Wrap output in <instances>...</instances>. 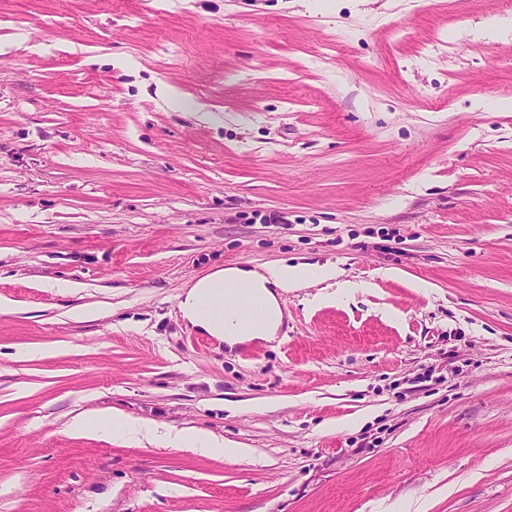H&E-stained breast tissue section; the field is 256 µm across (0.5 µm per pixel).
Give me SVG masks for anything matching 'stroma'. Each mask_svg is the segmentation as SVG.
I'll use <instances>...</instances> for the list:
<instances>
[{"mask_svg":"<svg viewBox=\"0 0 512 512\" xmlns=\"http://www.w3.org/2000/svg\"><path fill=\"white\" fill-rule=\"evenodd\" d=\"M501 3L0 0V512H512ZM327 262L250 356L179 315ZM341 274L331 263L276 265L261 271L234 266L219 267L185 285L179 298V308L182 318L189 325L231 346L244 340L270 341L282 321L283 312L277 299L279 291L300 288L312 282L335 280ZM240 288L250 289L251 295L266 311L265 319L246 331L236 328L230 306L224 303V297L233 299ZM205 304L214 307L206 310ZM68 429L74 433L89 431L103 432L112 436H137L143 432L151 434L153 427L127 415H114L112 412L92 416L87 412L79 413L68 423ZM165 438L173 448L195 451L204 455H210L215 448H223L224 443H219L213 437L203 431L192 428L169 429Z\"/></svg>","mask_w":512,"mask_h":512,"instance_id":"1","label":"stroma"}]
</instances>
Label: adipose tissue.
<instances>
[{
	"label": "adipose tissue",
	"instance_id": "ef3b65f1",
	"mask_svg": "<svg viewBox=\"0 0 512 512\" xmlns=\"http://www.w3.org/2000/svg\"><path fill=\"white\" fill-rule=\"evenodd\" d=\"M336 265H276L261 270H247L240 267H219L203 277L187 283L179 298L183 319L192 327L228 344L244 340H272L282 321L283 312L277 295L291 288H298L312 282L337 280L340 293H348L351 282L340 280ZM249 289L251 295L265 308L262 322L250 329L236 328L230 314L228 301L234 298L238 289ZM70 431L109 433L115 436H135L152 433V426L127 415L103 413L97 416L82 412L68 423Z\"/></svg>",
	"mask_w": 512,
	"mask_h": 512
}]
</instances>
